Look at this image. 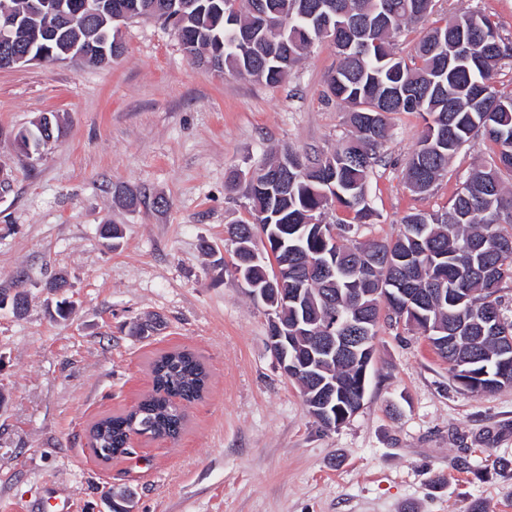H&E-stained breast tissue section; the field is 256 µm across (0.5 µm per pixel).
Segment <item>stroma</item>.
Segmentation results:
<instances>
[{
  "instance_id": "stroma-1",
  "label": "stroma",
  "mask_w": 512,
  "mask_h": 512,
  "mask_svg": "<svg viewBox=\"0 0 512 512\" xmlns=\"http://www.w3.org/2000/svg\"><path fill=\"white\" fill-rule=\"evenodd\" d=\"M463 9L512 41V0H433L397 52L411 57L424 27ZM121 38L107 66L0 70V289L21 281L29 293L23 315L0 310V512H105L104 495L123 489L135 512H512V386L458 387L419 330L382 317L362 408L325 429L276 363L265 306L234 276L224 227L249 214L226 191L229 174L273 152L332 153L351 131L326 95L334 45L315 42L268 86L196 66L151 20ZM45 114L58 116L59 139L20 157L15 133ZM423 131L419 115H391L362 239L395 238L403 216L446 207L491 161L475 136L430 193H413L403 169ZM118 185L140 193L136 211ZM106 223L121 225L119 248L101 239ZM59 274L75 304L66 320L45 287ZM150 317L161 329L132 335ZM175 347L209 373L183 432L99 461L90 427L148 393L151 361Z\"/></svg>"
}]
</instances>
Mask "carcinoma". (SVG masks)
Wrapping results in <instances>:
<instances>
[{
    "mask_svg": "<svg viewBox=\"0 0 512 512\" xmlns=\"http://www.w3.org/2000/svg\"><path fill=\"white\" fill-rule=\"evenodd\" d=\"M156 6L155 22L172 28L187 56L202 55L215 68L246 75L269 86L279 84L302 53L329 38L341 63L327 80L328 94L348 109L354 134L332 153L313 159L294 152L261 165L246 185L250 219L226 227L228 237L252 244L258 229L270 225L284 241L267 233L271 255L265 262H235L253 281L265 283L272 263L281 268V288L303 287L305 305L270 296L280 324L296 320L321 325L331 314L338 322L364 314L415 321L448 362L454 380L476 393L500 389L501 376L512 378V359L499 360L502 337H512V320L501 318L497 333L488 332L487 311L500 309L503 284L512 283V192L503 175L512 176V93L498 89L500 62L512 58L486 16L464 9L441 25L426 28L415 55L400 56L394 47L401 26L418 23L432 0H144ZM329 21L323 29L319 19ZM118 29L102 14L74 24L73 36L92 50L112 53ZM416 113L425 122L418 147L405 165L407 187L426 193L448 174V159L476 133L493 149V162L473 170L448 206L406 214L403 231L383 242H361L358 231L371 215L367 185L379 162L392 114ZM334 201L353 214L331 236L320 220ZM336 258V280L322 277L317 262ZM374 263L370 278L345 270ZM409 288L411 307L402 312L394 289ZM311 347L306 328L288 332V364L299 369L308 412L320 408L325 386H336V419L352 417L360 394L359 373L367 355L351 353L340 362L324 361L310 373L302 359ZM153 390L132 409L98 420L91 429L95 456L123 455L132 435L178 436L185 405L199 399L207 373L199 357L184 349L160 354L152 364Z\"/></svg>",
    "mask_w": 512,
    "mask_h": 512,
    "instance_id": "obj_1",
    "label": "carcinoma"
}]
</instances>
